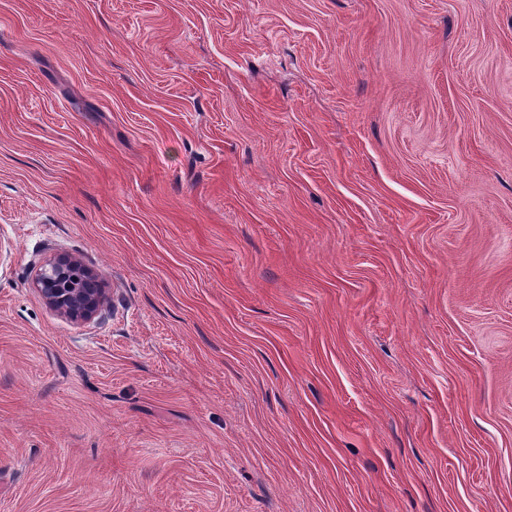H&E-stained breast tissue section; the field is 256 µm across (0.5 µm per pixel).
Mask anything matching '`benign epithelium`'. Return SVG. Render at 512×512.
I'll list each match as a JSON object with an SVG mask.
<instances>
[{"label": "benign epithelium", "mask_w": 512, "mask_h": 512, "mask_svg": "<svg viewBox=\"0 0 512 512\" xmlns=\"http://www.w3.org/2000/svg\"><path fill=\"white\" fill-rule=\"evenodd\" d=\"M35 284L51 308L73 320L91 318L104 302L95 275L66 255L57 256L40 268Z\"/></svg>", "instance_id": "benign-epithelium-1"}]
</instances>
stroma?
Masks as SVG:
<instances>
[{"label":"stroma","mask_w":512,"mask_h":512,"mask_svg":"<svg viewBox=\"0 0 512 512\" xmlns=\"http://www.w3.org/2000/svg\"><path fill=\"white\" fill-rule=\"evenodd\" d=\"M0 512H512V0H0ZM76 270L82 275L80 284L73 278ZM35 284L51 308L73 320L91 318L104 302L95 275L80 269L78 262L66 255L57 256L40 268Z\"/></svg>","instance_id":"1"}]
</instances>
